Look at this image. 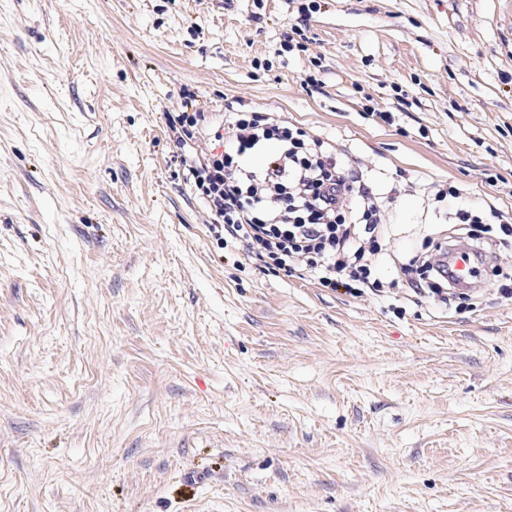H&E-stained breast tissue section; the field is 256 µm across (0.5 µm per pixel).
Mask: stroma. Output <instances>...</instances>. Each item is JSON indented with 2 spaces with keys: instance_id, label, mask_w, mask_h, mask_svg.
<instances>
[{
  "instance_id": "35a3bbf8",
  "label": "stroma",
  "mask_w": 512,
  "mask_h": 512,
  "mask_svg": "<svg viewBox=\"0 0 512 512\" xmlns=\"http://www.w3.org/2000/svg\"><path fill=\"white\" fill-rule=\"evenodd\" d=\"M295 17L0 0V512H512V299L399 268L470 234L512 272L450 221L512 216V0H323L280 52ZM186 88L394 189L382 292L223 248L169 138Z\"/></svg>"
}]
</instances>
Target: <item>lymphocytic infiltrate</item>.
I'll return each instance as SVG.
<instances>
[{"label": "lymphocytic infiltrate", "mask_w": 512, "mask_h": 512, "mask_svg": "<svg viewBox=\"0 0 512 512\" xmlns=\"http://www.w3.org/2000/svg\"><path fill=\"white\" fill-rule=\"evenodd\" d=\"M212 135L222 150L183 166L223 245L241 247L269 270L307 269L325 288L360 295L379 288L370 256L383 233L384 204L362 176L338 163L330 144L302 127L235 109ZM264 149L266 163L253 167L252 154ZM401 270L415 293L447 303V273L435 258H409Z\"/></svg>", "instance_id": "obj_1"}]
</instances>
